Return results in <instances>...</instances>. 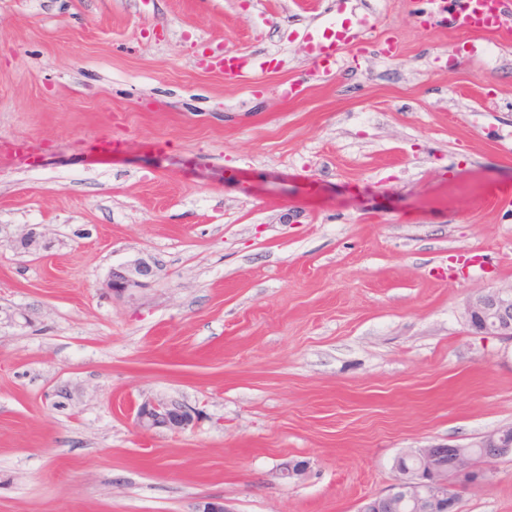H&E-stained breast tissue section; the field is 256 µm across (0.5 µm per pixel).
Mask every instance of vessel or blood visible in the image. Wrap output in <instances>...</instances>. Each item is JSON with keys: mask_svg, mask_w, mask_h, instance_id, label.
<instances>
[{"mask_svg": "<svg viewBox=\"0 0 512 512\" xmlns=\"http://www.w3.org/2000/svg\"><path fill=\"white\" fill-rule=\"evenodd\" d=\"M433 9L428 14L430 23L452 32L482 35L500 31L503 18L512 13V0H429ZM366 24L349 6V0H340L336 18L327 25L306 30L304 41L315 71L331 73L338 67L344 53L358 51L362 45L361 33ZM228 77L250 75L253 83H261L268 72L265 65H249L246 58L225 54L216 63ZM123 149L121 143L102 137L90 142L88 151L96 164H111L113 157Z\"/></svg>", "mask_w": 512, "mask_h": 512, "instance_id": "b4317fda", "label": "vessel or blood"}]
</instances>
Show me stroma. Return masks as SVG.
<instances>
[{
  "label": "stroma",
  "mask_w": 512,
  "mask_h": 512,
  "mask_svg": "<svg viewBox=\"0 0 512 512\" xmlns=\"http://www.w3.org/2000/svg\"><path fill=\"white\" fill-rule=\"evenodd\" d=\"M419 6L356 0L394 55L325 75L301 36L336 0H0V137L43 148L0 164V512H357L403 450L512 424V342L464 317L512 284V40ZM151 397L196 422L138 430ZM488 470L458 512H512ZM267 62L260 63L257 66H248L246 58L237 54L224 53V57L219 59L215 66L224 73L226 77H239L243 74H251L252 83H261L268 72ZM124 149L122 143L112 141V138H96L90 142L88 151L94 157L97 165H112V158ZM153 275V267L148 261L136 259L112 268L104 288L112 295L132 298L136 291L150 286Z\"/></svg>",
  "instance_id": "obj_1"
}]
</instances>
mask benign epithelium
<instances>
[{
	"label": "benign epithelium",
	"mask_w": 512,
	"mask_h": 512,
	"mask_svg": "<svg viewBox=\"0 0 512 512\" xmlns=\"http://www.w3.org/2000/svg\"><path fill=\"white\" fill-rule=\"evenodd\" d=\"M152 265L144 259L120 264L110 272L104 288L115 296H134L150 286ZM469 326L480 334L512 340V285L482 290L464 305ZM196 411L166 398L146 399L137 406V426L144 431L164 429L181 433L194 424ZM481 449L492 463L512 456V425L484 437ZM470 448H408L395 459L396 479L391 491L361 500L358 512H456L457 499L448 492V476L477 482L486 472L473 470Z\"/></svg>",
	"instance_id": "obj_1"
}]
</instances>
